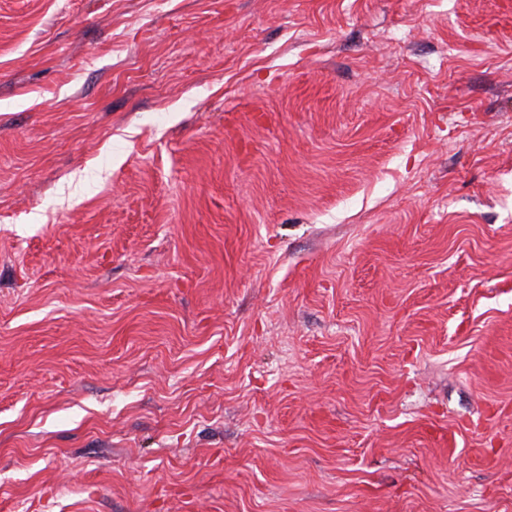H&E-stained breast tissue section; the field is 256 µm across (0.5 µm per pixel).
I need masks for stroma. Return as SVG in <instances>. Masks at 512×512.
<instances>
[{
  "instance_id": "1",
  "label": "stroma",
  "mask_w": 512,
  "mask_h": 512,
  "mask_svg": "<svg viewBox=\"0 0 512 512\" xmlns=\"http://www.w3.org/2000/svg\"><path fill=\"white\" fill-rule=\"evenodd\" d=\"M0 512H512V0H0Z\"/></svg>"
}]
</instances>
